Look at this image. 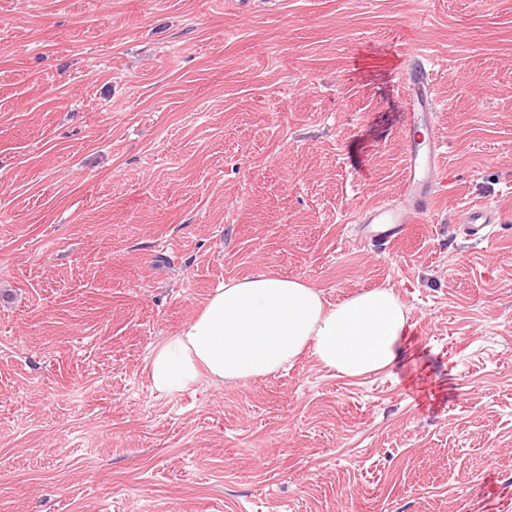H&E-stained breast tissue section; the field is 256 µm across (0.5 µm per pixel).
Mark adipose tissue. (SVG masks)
Here are the masks:
<instances>
[{
    "label": "adipose tissue",
    "instance_id": "adipose-tissue-1",
    "mask_svg": "<svg viewBox=\"0 0 512 512\" xmlns=\"http://www.w3.org/2000/svg\"><path fill=\"white\" fill-rule=\"evenodd\" d=\"M409 314L389 288L335 304L306 282L259 273L215 288L199 313L150 352L152 388L170 396L208 381L230 384L290 369L305 354L337 375L393 367Z\"/></svg>",
    "mask_w": 512,
    "mask_h": 512
}]
</instances>
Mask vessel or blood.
Masks as SVG:
<instances>
[{
    "mask_svg": "<svg viewBox=\"0 0 512 512\" xmlns=\"http://www.w3.org/2000/svg\"><path fill=\"white\" fill-rule=\"evenodd\" d=\"M431 76L430 68L423 63L405 80L409 116L403 133L406 152L399 197L367 207L358 217L365 235L390 246L401 243L410 224L433 211L437 189L444 186L448 177L443 142L433 121ZM498 220V210L487 204L466 207L459 218L467 235L475 239L487 237Z\"/></svg>",
    "mask_w": 512,
    "mask_h": 512,
    "instance_id": "1",
    "label": "vessel or blood"
}]
</instances>
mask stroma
Wrapping results in <instances>:
<instances>
[{
    "mask_svg": "<svg viewBox=\"0 0 512 512\" xmlns=\"http://www.w3.org/2000/svg\"><path fill=\"white\" fill-rule=\"evenodd\" d=\"M415 53L448 190L386 250ZM261 272L394 289L402 358L157 395ZM0 512H512V0H0ZM499 220L498 210L488 204H475L461 211L459 223L464 224L469 237L482 239L488 237L492 224Z\"/></svg>",
    "mask_w": 512,
    "mask_h": 512,
    "instance_id": "obj_1",
    "label": "stroma"
}]
</instances>
